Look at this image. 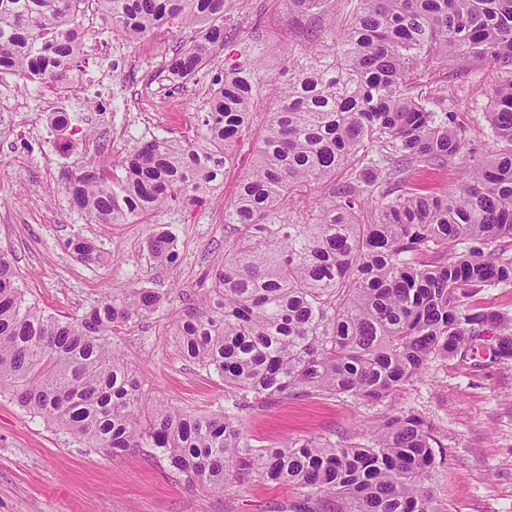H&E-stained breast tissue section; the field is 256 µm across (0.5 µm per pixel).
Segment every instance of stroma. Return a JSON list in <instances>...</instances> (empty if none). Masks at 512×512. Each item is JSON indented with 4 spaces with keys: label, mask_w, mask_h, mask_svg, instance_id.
Wrapping results in <instances>:
<instances>
[{
    "label": "stroma",
    "mask_w": 512,
    "mask_h": 512,
    "mask_svg": "<svg viewBox=\"0 0 512 512\" xmlns=\"http://www.w3.org/2000/svg\"><path fill=\"white\" fill-rule=\"evenodd\" d=\"M322 24L298 14L289 0H245L224 18L233 38L214 65L172 96L165 91L169 64L193 31L166 26L118 55L107 25H100L97 49L83 60L77 92L68 98L81 106L71 115L73 126L93 127L94 137H73L72 150L58 157L57 134L44 113L0 119V248L11 250L28 298L55 315L83 314L102 293L123 285L167 294V303L115 341L145 389L172 405L191 412L241 406L243 427L258 445L286 437L359 442L388 410L411 409L432 423L444 455L426 482L439 503L448 512H512V358L435 359L379 405L291 396L262 408L254 395L224 387L181 356L175 327L183 298L199 296L224 261V204L252 161L256 139L242 143L205 209L176 207L148 224L105 229L71 203L69 179L88 167L90 156L117 164L136 139H194L214 76L260 52L266 80L277 84L286 78L285 62L303 54L308 30ZM499 77L489 64L452 62L418 91L430 108L455 111L465 158H482L491 148L485 114ZM118 106L131 125L121 135L112 126ZM164 229L178 243L179 260L171 267L157 265L148 247ZM74 239L95 242L102 259L79 260L68 246ZM298 499L294 488L251 477L224 490L187 486L151 449L118 459L86 451L9 395L0 396V512H292Z\"/></svg>",
    "instance_id": "35a3bbf8"
}]
</instances>
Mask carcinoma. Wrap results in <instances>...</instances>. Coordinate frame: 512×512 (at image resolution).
I'll use <instances>...</instances> for the list:
<instances>
[{
  "label": "carcinoma",
  "mask_w": 512,
  "mask_h": 512,
  "mask_svg": "<svg viewBox=\"0 0 512 512\" xmlns=\"http://www.w3.org/2000/svg\"><path fill=\"white\" fill-rule=\"evenodd\" d=\"M86 2L0 0V71L27 84L76 80ZM94 2L128 36L196 30L170 64L191 79L226 44L224 13L240 0ZM290 2L316 18L330 0ZM308 42L275 87L253 161L224 205V263L176 324L182 356L270 404L288 395L380 404L433 358L471 360L481 347L512 358L511 335L485 342L486 327L512 330V319L465 304L512 281V259L484 252L512 240V0H358L341 33L316 30ZM450 60L501 73L486 112L492 149L463 166L453 112L412 93ZM261 64L256 56L213 78L196 141H134L122 164L76 175L72 204L110 225L209 205L254 122ZM457 165L450 189L406 179ZM69 247L101 257L88 240ZM150 251L160 266L178 259L169 232ZM166 301L150 288H114L82 315L58 318L26 300L0 249V393L82 448L110 458L151 448L189 485L254 476L295 487V512H441L425 487L437 465L433 426L413 410L386 414L362 442L257 446L230 410L191 414L144 390L112 337Z\"/></svg>",
  "instance_id": "1"
}]
</instances>
